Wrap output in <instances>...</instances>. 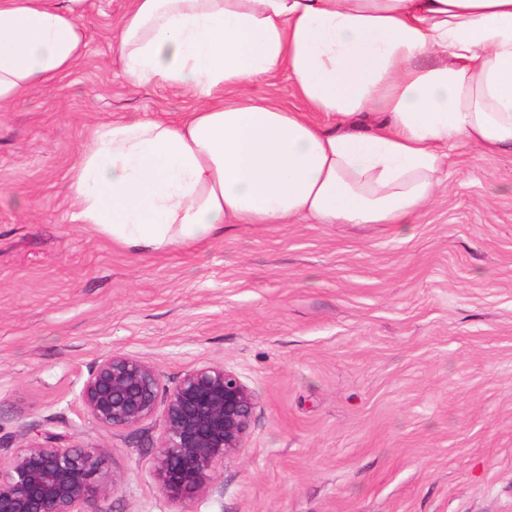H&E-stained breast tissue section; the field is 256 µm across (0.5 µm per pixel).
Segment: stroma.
Returning <instances> with one entry per match:
<instances>
[{"label":"stroma","instance_id":"stroma-1","mask_svg":"<svg viewBox=\"0 0 512 512\" xmlns=\"http://www.w3.org/2000/svg\"><path fill=\"white\" fill-rule=\"evenodd\" d=\"M130 0H82L88 43L0 109V442L39 423L121 478L102 512H172L157 421L109 428L79 391L115 351L164 388L195 365L254 389L251 433L185 512H512V153L460 144L414 223L233 224L166 252L79 223L70 171L99 123L194 108L131 87Z\"/></svg>","mask_w":512,"mask_h":512}]
</instances>
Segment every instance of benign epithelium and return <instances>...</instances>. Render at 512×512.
<instances>
[{
    "label": "benign epithelium",
    "mask_w": 512,
    "mask_h": 512,
    "mask_svg": "<svg viewBox=\"0 0 512 512\" xmlns=\"http://www.w3.org/2000/svg\"><path fill=\"white\" fill-rule=\"evenodd\" d=\"M84 410L110 428L159 419L152 476L161 494L181 504L212 489L251 431L256 393L234 370L204 363L162 390L156 368L114 352L83 381ZM20 444L0 448V512H101L119 478L102 471L101 453L69 444L66 432L32 424Z\"/></svg>",
    "instance_id": "1"
}]
</instances>
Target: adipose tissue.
Wrapping results in <instances>:
<instances>
[{"label":"adipose tissue","instance_id":"adipose-tissue-1","mask_svg":"<svg viewBox=\"0 0 512 512\" xmlns=\"http://www.w3.org/2000/svg\"><path fill=\"white\" fill-rule=\"evenodd\" d=\"M86 46L74 9L0 0V105L67 75ZM117 51L132 87L199 103L100 124L79 148L77 218L125 247L301 216L407 224L450 145L512 151V0H132ZM282 72L305 111L249 95Z\"/></svg>","mask_w":512,"mask_h":512}]
</instances>
